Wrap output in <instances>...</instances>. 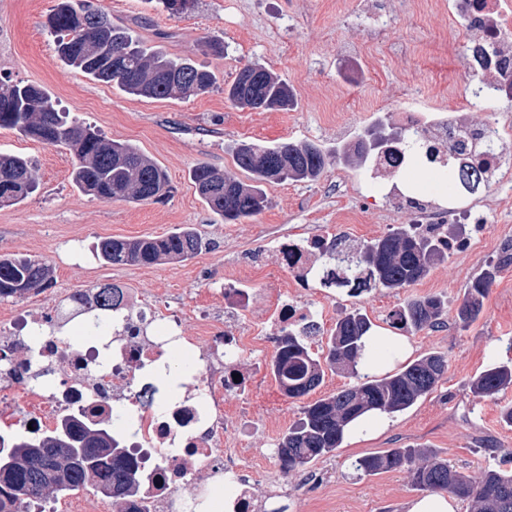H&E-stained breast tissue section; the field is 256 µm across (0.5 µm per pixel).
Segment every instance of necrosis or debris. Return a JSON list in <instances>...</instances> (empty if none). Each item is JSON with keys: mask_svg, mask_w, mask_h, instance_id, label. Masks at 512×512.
<instances>
[{"mask_svg": "<svg viewBox=\"0 0 512 512\" xmlns=\"http://www.w3.org/2000/svg\"><path fill=\"white\" fill-rule=\"evenodd\" d=\"M452 8L456 21L469 35L467 66L483 77L476 93L502 96L512 89V0H453ZM401 118L422 124L428 145L445 150L464 144L459 163L483 161L489 183L498 182L503 159L494 147L496 134L480 135L477 127L459 117L433 115L423 121L417 114L405 112ZM317 255V248L310 243L286 240L278 247L280 267L299 288L306 286ZM314 315L311 307L282 304L227 337L222 355L240 358L244 345L267 343V325L280 330L310 326ZM145 320L150 331L143 335L127 323L115 332L107 322H81L72 337L52 335L48 319L31 327L21 342L22 357L0 359V425L11 427L13 415L19 411L24 422L44 430L58 425L62 415L75 408L101 412L114 424H121L123 402L138 388L149 366L162 360L167 347L209 340L215 327L212 318L202 317L198 335L188 336L168 313L152 310ZM191 379L194 396L176 402L147 396L126 440L147 474L136 501L138 512H197L216 495L223 497L225 512H257L261 507L253 477L265 453L228 438L224 420L225 395L247 391L249 381L198 365L193 366ZM196 464L210 468L221 483L182 493L185 478Z\"/></svg>", "mask_w": 512, "mask_h": 512, "instance_id": "necrosis-or-debris-1", "label": "necrosis or debris"}]
</instances>
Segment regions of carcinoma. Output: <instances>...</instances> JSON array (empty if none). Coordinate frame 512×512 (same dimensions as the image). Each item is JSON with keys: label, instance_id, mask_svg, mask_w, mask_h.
I'll list each match as a JSON object with an SVG mask.
<instances>
[{"label": "carcinoma", "instance_id": "1", "mask_svg": "<svg viewBox=\"0 0 512 512\" xmlns=\"http://www.w3.org/2000/svg\"><path fill=\"white\" fill-rule=\"evenodd\" d=\"M55 51L63 64L85 76L114 83L123 92L146 99L199 96L212 91L215 74L188 58L143 47L126 27L112 22L109 14L94 8L90 0H60L46 25ZM226 98L237 108L274 111L293 104L290 86L260 63L238 71L224 88ZM0 128L24 137L63 147L74 158V186L82 193L106 200L141 204L167 195L170 184L165 171L141 150L107 138L98 129L57 108L51 95L35 84L0 82ZM398 143L403 156L437 164V180L457 179L478 183L483 165L455 169L449 158L423 146V131L376 126L358 133L353 142L338 151L339 159L357 162L371 170L375 156L390 143ZM236 165L253 176L246 183L236 177L199 164L191 180L207 207L226 223L250 219L269 204L263 184L315 180L325 167L322 150L314 143L290 142L267 146L242 142L234 151ZM36 177L28 159L0 152V193L9 204L23 202L35 191ZM462 225L450 224L441 237L424 235L415 224L400 225L388 235L360 241L353 252L343 254L329 242L321 261L336 263V286L354 291L384 288L399 292L448 258L449 244L461 237ZM210 247L194 228L184 226L162 238H104L96 246L97 257L107 265H153L166 260L193 258ZM512 267V245L490 261L476 277L456 309L455 323L467 327L478 320L484 300L497 274ZM51 267L31 257L0 255V299L21 298L36 285L51 286ZM95 305L103 310L122 305L121 289L98 288ZM445 302L438 296L408 298L388 316L391 328L418 332L443 324ZM374 324L359 309L336 321L318 356L310 351L305 328L277 337L272 372L285 394L295 400L318 388L326 371L344 372L353 382L340 390L301 406V417L278 443L283 472L306 465L336 451L343 444L349 425L369 412L392 416L402 413L432 393L448 370L445 356L429 353L394 373L381 377L362 371L363 337ZM512 387V360L491 356V363L474 377L470 392L477 398H493ZM0 448L9 457L0 459V512H29L32 505L59 495L92 487L112 495L118 512H135L140 473L112 432V424L87 413L69 416L54 431H18L0 435ZM355 470L374 475L405 468L414 489L446 492L471 502L472 512H512V469L498 465L474 480L425 448H394L369 454L352 462Z\"/></svg>", "mask_w": 512, "mask_h": 512}]
</instances>
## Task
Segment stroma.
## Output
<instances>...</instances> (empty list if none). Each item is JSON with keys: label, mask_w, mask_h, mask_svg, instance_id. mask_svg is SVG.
Wrapping results in <instances>:
<instances>
[{"label": "stroma", "mask_w": 512, "mask_h": 512, "mask_svg": "<svg viewBox=\"0 0 512 512\" xmlns=\"http://www.w3.org/2000/svg\"><path fill=\"white\" fill-rule=\"evenodd\" d=\"M58 0H0V82L42 86L61 110L99 129L107 138L134 144L167 173L171 193L158 202L131 204L102 200L78 191L71 180L68 151L0 129V152L31 160L37 191L23 202L0 206V254L40 259L54 271L53 285L38 294L0 300V337L10 335V311L29 321L47 316L66 292L117 285L135 289L144 304L167 307L195 335L200 305L221 301L224 278L236 275L255 299L249 313L263 311L274 292L289 302L320 301L318 285L288 287L289 274L277 264V245L288 239L350 235L372 240L409 223L390 206L391 184L416 185L441 208L460 206L450 191L432 187L421 172L416 182L397 173L392 182L372 181L357 166L344 165L337 148L376 123L399 125L404 109L445 112L463 101L476 78L464 61L466 34L453 22L448 0H198L192 11L173 17L152 0H103L114 22L144 44L189 58L213 70L218 87L186 99L129 96L115 84L90 80L65 69L45 24ZM222 40L223 56L203 54L204 39ZM258 62L290 84L295 105L283 111L241 110L224 89L244 65ZM467 120L502 128L499 148L507 165L498 185L483 192L478 211L486 221L467 251L451 254L422 279L395 293L371 288L336 293L327 304L313 346L326 344L331 328L358 308L377 329L408 297L436 295L455 314L470 282L501 249L512 243V98L488 101ZM315 143L325 154L321 176L308 182L268 184V208L238 224L224 223L198 195L191 171L206 163L240 176L233 160L237 143ZM191 225L211 246L184 262L112 267L96 256L104 238L163 237ZM413 357L444 355L448 370L437 389L410 409L386 419L375 434L346 438L332 455L283 472L277 443L300 417V404L275 380L274 345L246 347L239 367L252 376L249 391L229 397V434L267 460L258 470L260 491H283L290 512H407L419 498L407 469L377 475L355 471L356 458L391 448L435 450L471 476L512 453V426L500 419L512 402V388L493 399H477L471 378L491 354L505 356L512 340V269L499 274L481 317L468 328L455 322L407 337Z\"/></svg>", "instance_id": "obj_1"}]
</instances>
